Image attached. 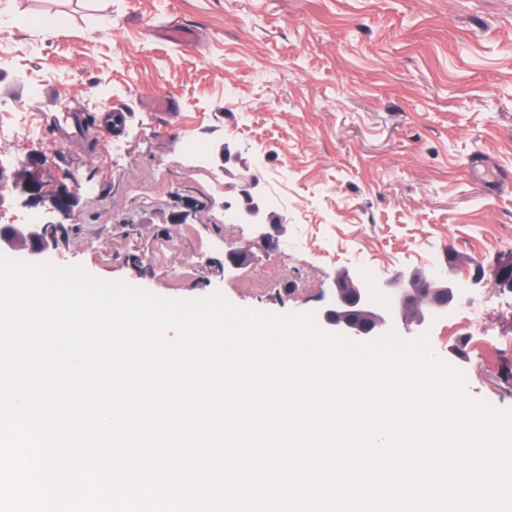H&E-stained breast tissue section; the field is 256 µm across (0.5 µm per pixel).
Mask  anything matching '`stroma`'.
Wrapping results in <instances>:
<instances>
[{"label": "stroma", "instance_id": "obj_1", "mask_svg": "<svg viewBox=\"0 0 512 512\" xmlns=\"http://www.w3.org/2000/svg\"><path fill=\"white\" fill-rule=\"evenodd\" d=\"M21 112L39 137L0 153H38L46 190L81 185L51 254L103 280L316 313L342 269L380 280L436 255L489 281L512 257V0H0V121ZM57 112L82 114V135ZM187 141L232 158L196 162ZM244 172L283 200L276 247L226 220ZM429 340L471 397L512 408L511 293L483 336L453 314Z\"/></svg>", "mask_w": 512, "mask_h": 512}]
</instances>
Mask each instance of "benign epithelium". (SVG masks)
I'll return each mask as SVG.
<instances>
[{"instance_id":"1","label":"benign epithelium","mask_w":512,"mask_h":512,"mask_svg":"<svg viewBox=\"0 0 512 512\" xmlns=\"http://www.w3.org/2000/svg\"><path fill=\"white\" fill-rule=\"evenodd\" d=\"M38 154L24 158L0 157V213L20 206L43 214V225L27 236L25 257L41 261L55 240L51 218L69 216L78 204L81 186L45 190L39 171ZM255 182L242 189L245 207L242 219L253 226L257 239L268 246L283 230L281 224H266L265 202L254 193ZM495 284L512 289V259L502 262L494 273ZM461 288L451 277L432 272L401 270L382 280H369L356 272L341 270L332 280L331 295L323 309L320 326L359 341L372 340L393 330L419 337L430 325L461 304Z\"/></svg>"}]
</instances>
